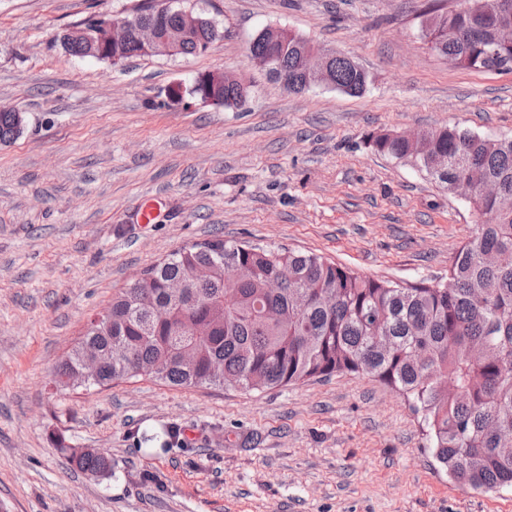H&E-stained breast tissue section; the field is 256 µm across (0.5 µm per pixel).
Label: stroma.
Masks as SVG:
<instances>
[{
	"label": "stroma",
	"mask_w": 512,
	"mask_h": 512,
	"mask_svg": "<svg viewBox=\"0 0 512 512\" xmlns=\"http://www.w3.org/2000/svg\"><path fill=\"white\" fill-rule=\"evenodd\" d=\"M139 2L0 0V106L26 116L0 144V512H512V488L451 480L420 415L366 375L56 386L113 295L216 234L368 277L442 280L476 232L468 199L370 139L455 124L512 134V74L437 55L423 33L434 0H177L214 21L205 53L115 64L62 48L91 16ZM266 28L347 54L365 92L285 91L249 58ZM217 70L250 80L243 106L171 96ZM61 443L103 449L111 476L73 468Z\"/></svg>",
	"instance_id": "35a3bbf8"
}]
</instances>
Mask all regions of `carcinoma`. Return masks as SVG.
I'll list each match as a JSON object with an SVG mask.
<instances>
[{
	"label": "carcinoma",
	"mask_w": 512,
	"mask_h": 512,
	"mask_svg": "<svg viewBox=\"0 0 512 512\" xmlns=\"http://www.w3.org/2000/svg\"><path fill=\"white\" fill-rule=\"evenodd\" d=\"M512 0H461L434 8L426 23L431 48L462 68L512 72V42L493 21ZM181 9L153 5L123 18L174 35ZM100 18L61 37L75 57L110 61L93 40ZM219 36L206 17L176 43L177 54L206 52ZM257 35L249 52L273 58L270 77L291 93L306 90L295 45ZM335 89L357 96L367 76L340 52ZM17 110L0 106V144L20 136ZM380 154L409 159L450 193L460 185L477 217L475 235L456 251L447 281L401 284L363 276L319 256L221 238L182 247L118 294L56 368V384L75 377L79 354L96 348L104 363L94 382L151 378L179 387L253 390L335 374L369 375L400 392L421 414L436 460L462 486H512V137L487 139L457 126L421 132L414 144L398 132L371 139ZM177 279L188 288L174 295ZM75 468L112 474V459L60 444Z\"/></svg>",
	"instance_id": "carcinoma-1"
}]
</instances>
